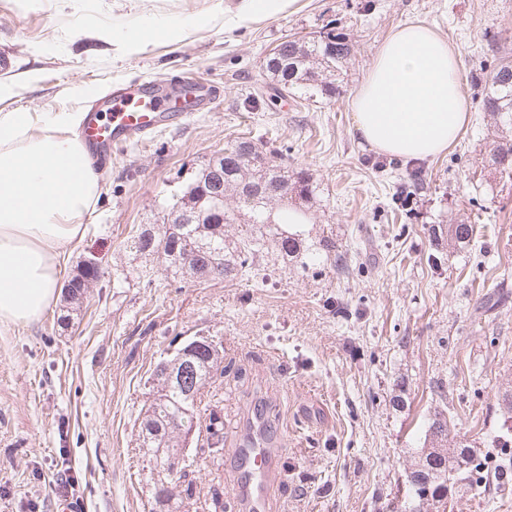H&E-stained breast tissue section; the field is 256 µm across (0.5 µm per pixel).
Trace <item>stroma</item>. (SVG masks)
<instances>
[{"label": "stroma", "mask_w": 512, "mask_h": 512, "mask_svg": "<svg viewBox=\"0 0 512 512\" xmlns=\"http://www.w3.org/2000/svg\"><path fill=\"white\" fill-rule=\"evenodd\" d=\"M226 2L0 0V82L16 88L0 113L85 112L76 89L90 82L189 78L217 92L100 161V198L63 272L98 257L101 277L80 303L60 298L37 323L0 326V512H60L53 482L69 476L74 512H160L140 423L157 364L199 336L224 348V375L197 415L202 426L218 417L223 441L189 468L194 494L179 512H243L234 457L257 411L279 460L267 512H397L438 412L449 448L468 446L489 472L512 459L500 408L512 390V178L485 164L495 135L480 102L493 37L508 34L512 50V0H297L233 30ZM333 20L355 46L341 94L280 91L264 57ZM411 20L458 48L469 119L445 154L382 168L355 137L349 99ZM242 138L311 170L323 194L305 233L332 237L348 273L291 262L271 277L201 282L128 249ZM416 169L412 213L397 214L393 185ZM462 220L476 234L450 248L448 227ZM448 512H512V482L487 481Z\"/></svg>", "instance_id": "obj_1"}]
</instances>
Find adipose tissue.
<instances>
[{
    "label": "adipose tissue",
    "mask_w": 512,
    "mask_h": 512,
    "mask_svg": "<svg viewBox=\"0 0 512 512\" xmlns=\"http://www.w3.org/2000/svg\"><path fill=\"white\" fill-rule=\"evenodd\" d=\"M459 62L428 26L397 27L353 90L360 142L407 161L447 151L469 109ZM78 123L71 112L0 113V325L39 322L55 303L66 249L82 240L100 196Z\"/></svg>",
    "instance_id": "ef3b65f1"
}]
</instances>
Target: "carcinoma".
<instances>
[{
    "label": "carcinoma",
    "mask_w": 512,
    "mask_h": 512,
    "mask_svg": "<svg viewBox=\"0 0 512 512\" xmlns=\"http://www.w3.org/2000/svg\"><path fill=\"white\" fill-rule=\"evenodd\" d=\"M344 46L329 49V43ZM280 54L266 58V71L280 83L282 90L301 89L309 97L332 98L340 92L354 46L329 22L315 39H286L278 44ZM483 110L501 129H512V60L496 58L487 73ZM489 163L499 173H512V139L500 136L493 141ZM223 176V214L215 212L210 182L212 170ZM320 185L308 168L288 174V166L278 155L267 153L250 140L237 141L214 153L195 177L183 186L165 209L160 224H143L129 241V248L146 256H159L174 273H191L193 268H220L223 278L234 279L247 272L261 271L278 261L301 258L304 264L323 261L345 269L347 257L336 252V241L322 237L311 243L298 231L284 226H299L308 221L309 210L319 197ZM193 198L205 213L204 222L171 219L175 209ZM236 225L233 233L225 227ZM475 227L461 221L448 225V246L463 248L474 237ZM185 368L181 382L166 384L159 370H154L159 389L141 422L142 447L148 448L149 463L160 472H170L169 463L177 454L176 435L194 428L201 391L219 374H224V348L219 343L202 341ZM434 443L448 439V421L434 415L428 426ZM455 471L453 480L464 483L465 492L480 488L477 473L480 464L462 446L442 458Z\"/></svg>",
    "instance_id": "obj_1"
}]
</instances>
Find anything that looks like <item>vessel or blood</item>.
Returning <instances> with one entry per match:
<instances>
[{
	"label": "vessel or blood",
	"mask_w": 512,
	"mask_h": 512,
	"mask_svg": "<svg viewBox=\"0 0 512 512\" xmlns=\"http://www.w3.org/2000/svg\"><path fill=\"white\" fill-rule=\"evenodd\" d=\"M173 98L151 86L127 88L113 95L103 112L87 113L82 141L90 153L104 155L137 136L151 135L161 122L172 119ZM276 452L265 425H257L239 442L234 465L235 491L247 512H264L274 484Z\"/></svg>",
	"instance_id": "obj_1"
}]
</instances>
